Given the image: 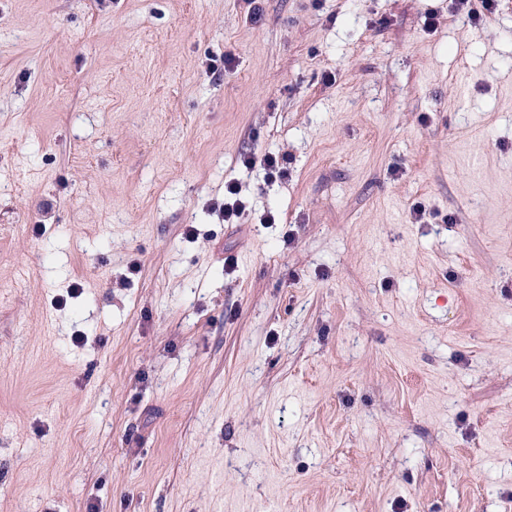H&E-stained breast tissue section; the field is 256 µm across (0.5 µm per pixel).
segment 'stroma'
<instances>
[{"instance_id": "1", "label": "stroma", "mask_w": 512, "mask_h": 512, "mask_svg": "<svg viewBox=\"0 0 512 512\" xmlns=\"http://www.w3.org/2000/svg\"><path fill=\"white\" fill-rule=\"evenodd\" d=\"M448 5L0 0V512H512V0ZM451 9L457 14L464 15L472 24H477L485 12L495 9V0H452ZM242 165L251 169L259 164L267 171L270 177L285 179L288 177V160L284 156L275 153H265L260 158L254 154L244 155L241 160ZM242 187L235 181L224 185V203L218 207L224 223L235 224L244 214L246 206L241 199Z\"/></svg>"}]
</instances>
